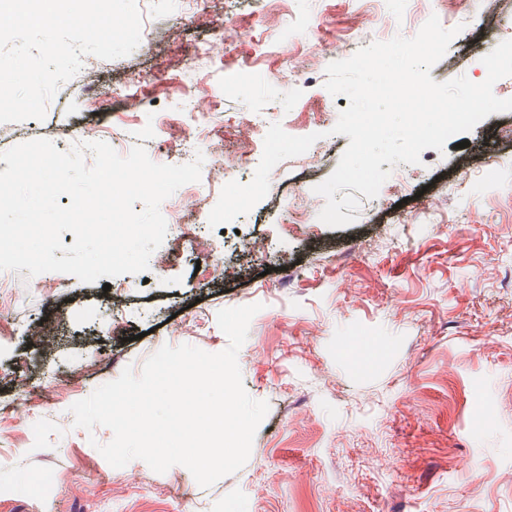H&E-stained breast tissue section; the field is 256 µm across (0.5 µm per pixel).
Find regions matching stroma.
I'll return each mask as SVG.
<instances>
[{"mask_svg":"<svg viewBox=\"0 0 512 512\" xmlns=\"http://www.w3.org/2000/svg\"><path fill=\"white\" fill-rule=\"evenodd\" d=\"M432 7L419 0L410 15L404 0H288L271 20L266 0H210L239 36L229 56L197 57L208 28L183 0H154L138 47L97 62L102 119L66 83L44 120L0 123V152L35 138L65 151L96 123L102 141L121 133L124 150L144 146L158 164L203 155L200 182L172 196L164 244L184 225L210 248L206 266L186 247L164 270L111 278L107 292L62 274L47 298L23 275L0 273V306L16 316L0 341V405L14 408L0 420V512H512V111L477 124L466 148L451 139L398 164L355 223L318 218L325 200L314 188L350 142L333 131L349 100L325 89L327 65L414 37ZM451 23L462 31L432 78L483 82L482 58L512 39V0H455ZM135 72L143 106L130 112L118 96ZM201 79L213 93L196 105L206 124L187 149L180 128L193 113L181 107ZM274 122L319 133L318 166L289 158L265 199L210 228L219 155L244 138L263 142ZM251 237L263 255L246 250ZM213 264L236 280L222 285ZM255 303L238 364L269 412L240 470L204 488L180 465L115 468L97 449L112 431L74 427L73 403L161 347L224 350L218 311ZM185 320L194 335L176 334Z\"/></svg>","mask_w":512,"mask_h":512,"instance_id":"obj_1","label":"stroma"}]
</instances>
